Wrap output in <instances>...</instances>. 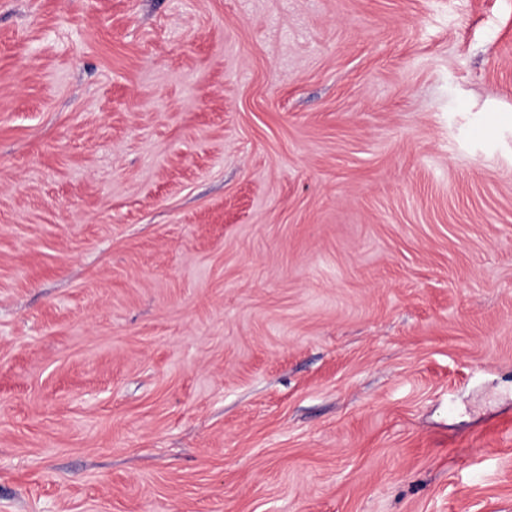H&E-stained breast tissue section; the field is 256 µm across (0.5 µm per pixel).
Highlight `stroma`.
Returning a JSON list of instances; mask_svg holds the SVG:
<instances>
[{"label": "stroma", "instance_id": "stroma-1", "mask_svg": "<svg viewBox=\"0 0 512 512\" xmlns=\"http://www.w3.org/2000/svg\"><path fill=\"white\" fill-rule=\"evenodd\" d=\"M0 512H512V0H0Z\"/></svg>", "mask_w": 512, "mask_h": 512}]
</instances>
